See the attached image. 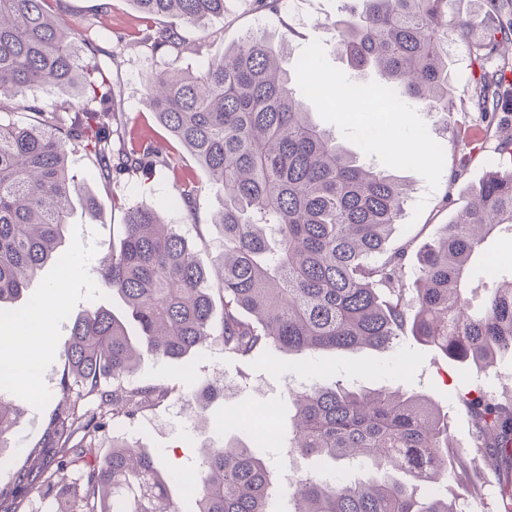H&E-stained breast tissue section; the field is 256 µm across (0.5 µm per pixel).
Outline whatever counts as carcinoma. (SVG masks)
<instances>
[{
	"label": "carcinoma",
	"mask_w": 512,
	"mask_h": 512,
	"mask_svg": "<svg viewBox=\"0 0 512 512\" xmlns=\"http://www.w3.org/2000/svg\"><path fill=\"white\" fill-rule=\"evenodd\" d=\"M47 2L0 0V110L39 85L69 88L81 103L50 111L31 103L33 122L0 120V303L17 299L48 262L65 260L60 247L71 196L79 191L67 168V144L81 145L108 181L153 166L168 169L192 216L202 191L167 143L128 145L120 89L103 66L84 63L83 35L63 27ZM130 2L142 22L133 43L171 59L146 82L152 112L224 192L214 219L222 247L208 268L158 212L126 209L119 246L97 272L124 300L140 339L133 343L126 323L108 310L76 317L62 353V404L47 426L53 452L36 469L18 470L17 487H46L64 504L58 512H457L446 499L419 497L416 487L385 479L309 475L284 492L264 460L233 443L203 447L205 480L189 485L143 448L118 443L100 458L96 437L172 394L162 385L124 384L141 355L181 362L213 337L227 356L288 353L300 369L321 350L388 349L406 334L460 363L488 365L512 354V273L494 265L486 247L512 231V133L497 122L512 71L502 53L512 45V0H483L489 27L480 40L449 13L451 0H348L347 19L336 24V51L351 70L370 69L383 79L384 109L415 100L448 113L450 29L479 70L472 103L484 136L480 144L462 140L461 152L466 161L496 139L490 170L467 197L462 218L443 225L412 268L405 263L412 242L387 247L403 213V183L360 164L313 121L291 87L294 67L284 40L249 32L189 73L176 66L185 39L154 26V19L175 15L199 25L224 14V0ZM328 85L338 98L352 87L373 98L355 80ZM491 275L501 285L472 309L475 283ZM293 397L288 447L300 455L374 461L429 485L452 477L475 496L492 485L501 510L512 512V395L458 394L471 423L468 448L453 446L448 419L423 394L335 384ZM18 414L0 396V469L11 465L1 448ZM68 471L70 483L63 478ZM175 483L183 487L178 500L170 495Z\"/></svg>",
	"instance_id": "cac0c4a2"
}]
</instances>
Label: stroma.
Here are the masks:
<instances>
[{
  "mask_svg": "<svg viewBox=\"0 0 512 512\" xmlns=\"http://www.w3.org/2000/svg\"><path fill=\"white\" fill-rule=\"evenodd\" d=\"M102 1L105 0H50L48 8L61 23L84 35L85 60L106 65L118 80L122 119L132 136L140 140L164 137V129L149 110L145 84L151 73L166 67L168 60L131 47L118 49L117 34L136 28L139 14L130 0H106L111 10L108 16L99 17ZM342 5L343 0H283L281 12L270 14L259 9L255 0H225L223 16L184 26L186 38L202 43L203 48L198 52L187 50L177 65L198 72L207 58L222 55L245 33L265 30L290 38L294 63H301L311 53L315 56L312 72L327 76L348 74L346 61L336 53V33L331 26L333 20L342 18ZM448 57L453 106L445 116L427 111L417 102L405 103L393 112L352 115L325 98L308 96L304 77H295L291 83L296 94L305 98L313 120L335 134L361 163L388 169L406 183L404 215L392 240L411 241L416 249L432 241L441 225L455 218L468 189L478 185L489 169L487 154L480 153L472 158L461 177L451 176L461 157L459 136H480L481 121L471 103L472 77L465 44L449 40ZM403 144L418 151L419 160L398 159ZM67 152L68 166L76 181L83 193L93 194L102 205L103 216L93 219L84 213L79 198H72L63 241L69 268L45 265L23 293V302L38 301L57 280L67 281L58 309L46 322L53 344L38 386L30 390L10 385L0 388V394L15 400L23 411L9 435L7 454L12 464L0 470V491L5 493L15 491L14 473L25 464L31 450L41 445L49 418L61 398L64 360L60 352L70 338L75 318L93 307L106 308L119 317L125 312L124 303L104 285L97 268L112 242L119 239L126 208L153 209L167 223L178 225L195 244L202 264H209L219 245L220 230L212 217L222 210L224 195L208 185L206 173L190 155H183V169L204 187L198 214L193 218L178 198L171 173L159 171L149 179L125 174L107 183L80 145L68 144ZM306 365L305 371H297L284 355L266 363L229 358L215 341L200 355L179 364L161 357L144 358L128 377V384H164L173 387L172 396L133 423L100 433L97 444L106 452L116 438L137 443L156 453L181 476L198 478L205 474L196 454L201 441L220 448L225 441L233 440L267 461L280 482L285 483L318 471L333 473L334 465L329 461L315 464L312 459L269 441L250 415L255 403L271 405L279 424L284 426L293 413L289 392L347 378L354 379L363 389L401 386L425 394L436 409L447 414L454 444L465 448L470 443L471 425L457 404L458 391L478 384L497 393L512 392L511 355L498 357L493 365L481 369L452 361L410 337L386 350H323L308 358ZM207 386L215 390L212 399H190V392Z\"/></svg>",
  "mask_w": 512,
  "mask_h": 512,
  "instance_id": "stroma-1",
  "label": "stroma"
}]
</instances>
